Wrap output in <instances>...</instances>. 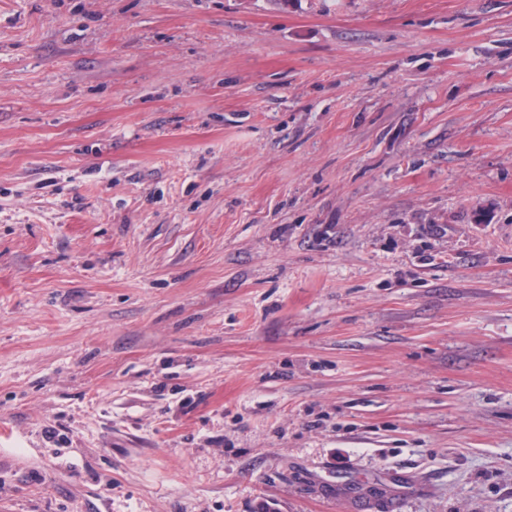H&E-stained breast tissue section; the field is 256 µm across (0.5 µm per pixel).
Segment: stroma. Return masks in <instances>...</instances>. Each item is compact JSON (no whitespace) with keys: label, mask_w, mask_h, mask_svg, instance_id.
Wrapping results in <instances>:
<instances>
[{"label":"stroma","mask_w":512,"mask_h":512,"mask_svg":"<svg viewBox=\"0 0 512 512\" xmlns=\"http://www.w3.org/2000/svg\"><path fill=\"white\" fill-rule=\"evenodd\" d=\"M0 424V512H512V0H0Z\"/></svg>","instance_id":"obj_1"}]
</instances>
